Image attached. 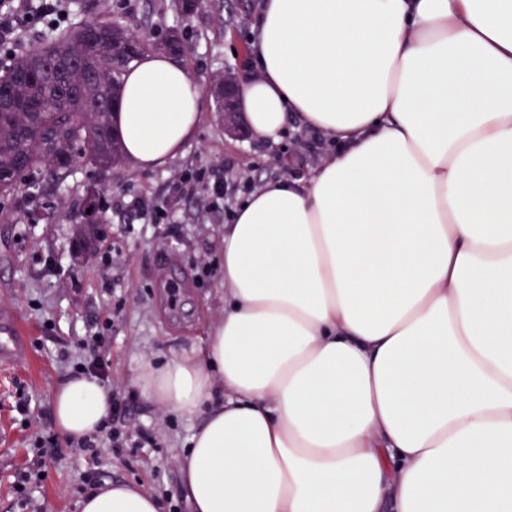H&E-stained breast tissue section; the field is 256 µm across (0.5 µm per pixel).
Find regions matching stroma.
<instances>
[{"label":"stroma","mask_w":512,"mask_h":512,"mask_svg":"<svg viewBox=\"0 0 512 512\" xmlns=\"http://www.w3.org/2000/svg\"><path fill=\"white\" fill-rule=\"evenodd\" d=\"M257 4L211 0L187 17L162 0H100L99 12L121 17L152 42L179 34L192 48L179 63L204 85L215 74L245 71ZM202 110L196 136L162 167L142 171L128 164L104 182L81 162L63 184L0 199V312L23 321L34 356L29 367L0 363V512H78L91 488L118 481L154 493L161 512H191L178 459L193 424L146 399L137 378L146 366L200 352L223 319L227 218L205 209L196 193L179 199L156 224L140 220L129 203L165 199L179 177L220 166L240 184L227 200L233 207L244 199V185L303 175L326 151L323 137L309 131H286L272 148L249 132L232 137L212 99H204ZM97 185L103 191L96 230L112 244L106 257L82 250L76 234L81 201ZM106 318L112 328L97 350L108 365L106 386L130 399L114 426L132 436L146 431L154 442L105 449L92 459L58 434L51 392L88 356L83 341ZM42 436L52 437L53 447H36ZM23 472L39 482L26 497L16 488Z\"/></svg>","instance_id":"35a3bbf8"}]
</instances>
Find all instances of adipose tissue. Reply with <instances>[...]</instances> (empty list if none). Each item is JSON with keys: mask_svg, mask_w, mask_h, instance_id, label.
I'll use <instances>...</instances> for the list:
<instances>
[{"mask_svg": "<svg viewBox=\"0 0 512 512\" xmlns=\"http://www.w3.org/2000/svg\"><path fill=\"white\" fill-rule=\"evenodd\" d=\"M240 103L258 140L320 133L301 178L224 227V317L202 352L143 370L199 418L179 460L194 512H512V0H262ZM202 92L161 54L114 115L127 161L166 164ZM222 399H215V390ZM52 393L60 434L111 409ZM80 512H159L108 483Z\"/></svg>", "mask_w": 512, "mask_h": 512, "instance_id": "adipose-tissue-1", "label": "adipose tissue"}]
</instances>
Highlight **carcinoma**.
Returning a JSON list of instances; mask_svg holds the SVG:
<instances>
[{
	"mask_svg": "<svg viewBox=\"0 0 512 512\" xmlns=\"http://www.w3.org/2000/svg\"><path fill=\"white\" fill-rule=\"evenodd\" d=\"M91 18L0 68L10 104L0 109V197L36 188L44 176L63 179L79 162L101 172L121 168L113 135L117 93L129 66L152 49L190 50L172 34L142 40L122 21L98 13V0H81ZM98 188L87 191L79 233L99 223Z\"/></svg>",
	"mask_w": 512,
	"mask_h": 512,
	"instance_id": "obj_1",
	"label": "carcinoma"
}]
</instances>
